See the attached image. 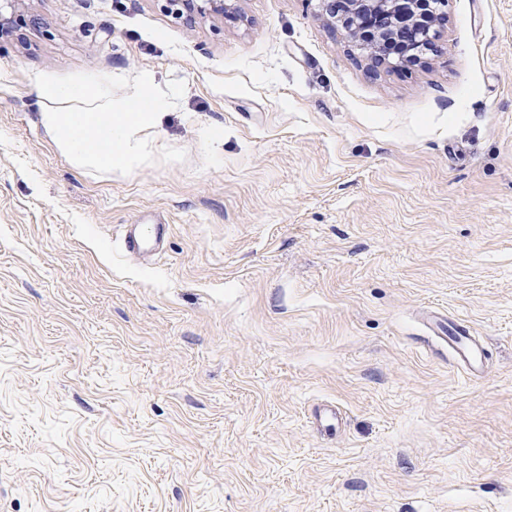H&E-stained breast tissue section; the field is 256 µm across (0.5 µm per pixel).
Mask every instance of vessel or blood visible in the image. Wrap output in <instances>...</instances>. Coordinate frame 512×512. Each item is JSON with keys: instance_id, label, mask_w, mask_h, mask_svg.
<instances>
[{"instance_id": "1", "label": "vessel or blood", "mask_w": 512, "mask_h": 512, "mask_svg": "<svg viewBox=\"0 0 512 512\" xmlns=\"http://www.w3.org/2000/svg\"><path fill=\"white\" fill-rule=\"evenodd\" d=\"M169 225L162 222L127 225L122 237L127 254L142 256L160 250L169 233ZM433 334L448 347V360L461 368L471 379L485 376L487 370L486 349L479 337L473 336L471 327L462 317L431 319ZM343 419L335 405L323 406L314 416V425L321 433L333 434Z\"/></svg>"}]
</instances>
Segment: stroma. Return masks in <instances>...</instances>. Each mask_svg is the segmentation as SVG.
<instances>
[{
	"instance_id": "1",
	"label": "stroma",
	"mask_w": 512,
	"mask_h": 512,
	"mask_svg": "<svg viewBox=\"0 0 512 512\" xmlns=\"http://www.w3.org/2000/svg\"><path fill=\"white\" fill-rule=\"evenodd\" d=\"M0 42V512H512V0L370 69L318 0H24ZM184 82L75 167L39 74ZM170 224L126 254L123 225ZM469 320L471 381L424 313ZM345 414L336 436L315 406ZM165 8L175 18L181 19L186 11V21L192 22L194 15L201 17L215 13L224 16V0H164Z\"/></svg>"
}]
</instances>
